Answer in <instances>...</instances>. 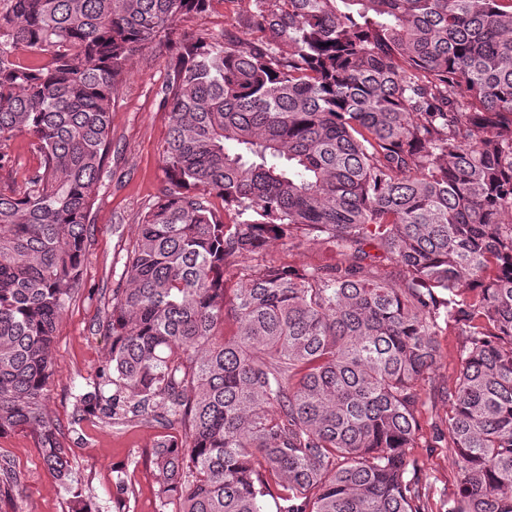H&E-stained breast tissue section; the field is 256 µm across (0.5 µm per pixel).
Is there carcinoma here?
I'll return each instance as SVG.
<instances>
[{
	"label": "carcinoma",
	"mask_w": 512,
	"mask_h": 512,
	"mask_svg": "<svg viewBox=\"0 0 512 512\" xmlns=\"http://www.w3.org/2000/svg\"><path fill=\"white\" fill-rule=\"evenodd\" d=\"M213 2L0 0V435L30 432L70 478L45 390L114 93L133 56L176 45L165 185L74 423L159 424L174 512H430L418 382L452 325L431 437L460 475L448 512H512V0H253L243 38L177 32ZM310 237L351 262L266 259ZM21 481L0 459V497Z\"/></svg>",
	"instance_id": "carcinoma-1"
}]
</instances>
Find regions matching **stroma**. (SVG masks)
Returning <instances> with one entry per match:
<instances>
[{
    "label": "stroma",
    "mask_w": 512,
    "mask_h": 512,
    "mask_svg": "<svg viewBox=\"0 0 512 512\" xmlns=\"http://www.w3.org/2000/svg\"><path fill=\"white\" fill-rule=\"evenodd\" d=\"M251 8L252 0H222L212 11L180 22L178 28L189 35L203 29L235 33L238 20ZM165 76L164 54L144 51L133 57L129 73L115 93L112 145L106 169L93 191L81 289L63 316L52 349L53 375L46 390V407L59 420L70 450L72 486L83 489L96 512H115L120 480L135 490L126 512H160L153 467L145 455L160 435V427L147 421L74 423L73 396L86 378L95 375L110 350L111 340L99 332L98 323L112 300L123 270L122 257L135 240L136 226L164 186L159 152L168 117L155 91ZM268 253L297 266L336 261L335 249L320 240L308 241L293 252L274 241ZM463 342L456 330L442 331L437 338V360L419 383L425 401L422 434L411 454L420 467L431 512H444L459 484L447 449L429 447L428 441L448 413L441 393L453 385ZM0 454L25 473L24 483L0 501V512H68L70 486L43 466L29 433L16 430L1 435Z\"/></svg>",
    "instance_id": "1"
}]
</instances>
